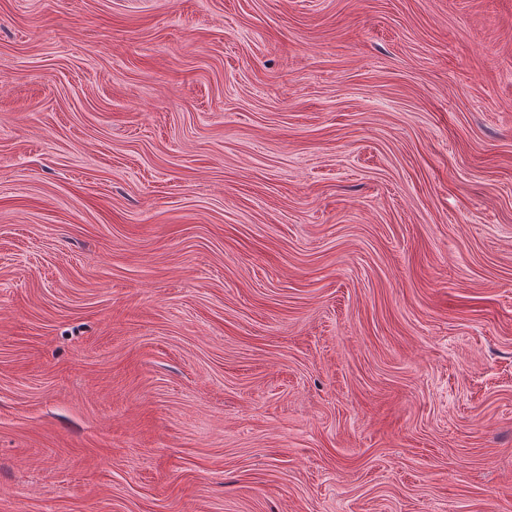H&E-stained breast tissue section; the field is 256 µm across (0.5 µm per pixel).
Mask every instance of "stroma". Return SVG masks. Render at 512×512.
<instances>
[{
  "label": "stroma",
  "instance_id": "obj_1",
  "mask_svg": "<svg viewBox=\"0 0 512 512\" xmlns=\"http://www.w3.org/2000/svg\"><path fill=\"white\" fill-rule=\"evenodd\" d=\"M0 512H512V0H0Z\"/></svg>",
  "mask_w": 512,
  "mask_h": 512
}]
</instances>
